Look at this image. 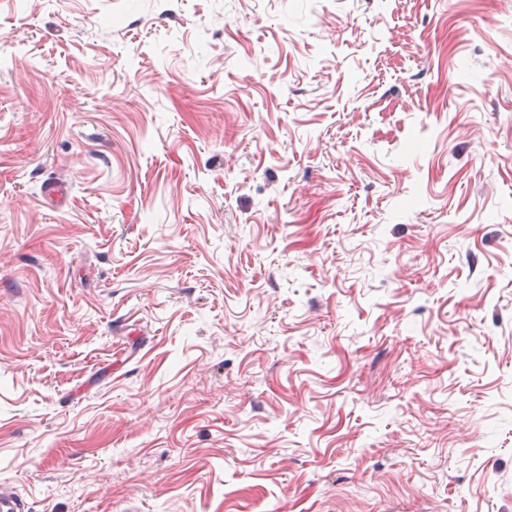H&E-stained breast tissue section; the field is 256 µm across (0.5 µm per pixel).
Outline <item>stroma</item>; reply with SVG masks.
<instances>
[{"mask_svg":"<svg viewBox=\"0 0 512 512\" xmlns=\"http://www.w3.org/2000/svg\"><path fill=\"white\" fill-rule=\"evenodd\" d=\"M1 484L512 512V0H0Z\"/></svg>","mask_w":512,"mask_h":512,"instance_id":"stroma-1","label":"stroma"}]
</instances>
